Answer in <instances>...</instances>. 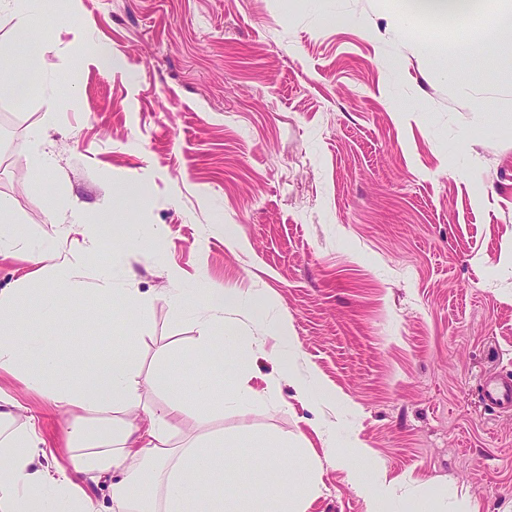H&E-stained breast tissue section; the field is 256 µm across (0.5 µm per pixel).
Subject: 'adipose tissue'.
Segmentation results:
<instances>
[{"label":"adipose tissue","instance_id":"1","mask_svg":"<svg viewBox=\"0 0 512 512\" xmlns=\"http://www.w3.org/2000/svg\"><path fill=\"white\" fill-rule=\"evenodd\" d=\"M16 50L15 41H0V94L23 100L40 76L34 69L6 73ZM58 303L55 296L0 291V369L22 373L27 388L46 395L58 411L97 418L103 427L89 438L78 424L70 425L68 439L79 450L74 469L40 467L34 417H23L24 406L16 398L0 395V512H99L74 480L77 471L109 478L112 512H251L242 495L224 492L227 465L240 448L249 449L256 462L250 482L270 488L266 512H303L311 491L305 466L297 465L284 479L270 478L280 466L275 450L281 440L217 434L183 446L169 443V416L220 409L257 396L244 382L220 383L223 326H204L198 336L195 348L203 373L192 385H185L178 363L165 362L154 372L153 383L164 397L160 406L150 407L136 397L137 336L123 335L121 352L79 377L60 371L55 353L45 344L18 336L21 319L43 322L53 317Z\"/></svg>","mask_w":512,"mask_h":512}]
</instances>
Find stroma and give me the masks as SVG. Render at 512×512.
<instances>
[{
  "label": "stroma",
  "mask_w": 512,
  "mask_h": 512,
  "mask_svg": "<svg viewBox=\"0 0 512 512\" xmlns=\"http://www.w3.org/2000/svg\"><path fill=\"white\" fill-rule=\"evenodd\" d=\"M57 4L11 64L27 69L36 38H52L40 82L27 100L0 97V216L20 242L0 254V290L26 288L28 247L53 245L74 263L38 286L77 294L18 333L47 337L61 370H89L121 348L97 298L133 292L151 403L163 361L200 373L208 289L260 295L224 313L226 357L257 399L171 418L173 442L287 438L316 480L307 512H368L370 469L397 488L398 512H512V413L478 397L485 376L512 374V57L475 67L455 53L488 27L408 28L402 0ZM124 184L140 197L117 195ZM155 233L149 249L130 244ZM283 318L294 354L277 362ZM292 373L331 400H298ZM0 393L39 416L44 464L68 463L70 416L17 375L0 371ZM354 440V461H327L328 443Z\"/></svg>",
  "instance_id": "35a3bbf8"
}]
</instances>
